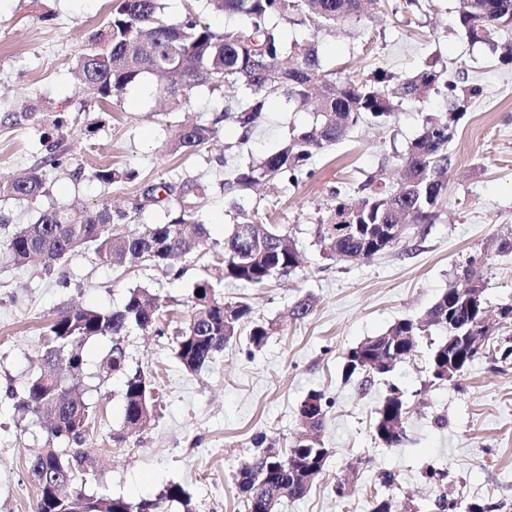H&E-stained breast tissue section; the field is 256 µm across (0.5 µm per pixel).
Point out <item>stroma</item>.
<instances>
[{
  "label": "stroma",
  "instance_id": "1",
  "mask_svg": "<svg viewBox=\"0 0 512 512\" xmlns=\"http://www.w3.org/2000/svg\"><path fill=\"white\" fill-rule=\"evenodd\" d=\"M459 0H424L404 15L367 10L360 20L318 33L319 57L336 80L365 77L378 68L410 73L439 60L449 71L466 69L485 88L459 122L450 144L447 208L423 236L367 262L327 258L316 235L317 221L339 183L357 187L384 173L397 182V164L425 114L444 112L447 99L425 106L402 105L386 124H365L350 141L316 157L311 177L298 186H262L245 195L243 212L274 217L286 225L303 254L294 274L261 288L225 284L224 299L247 301L253 316L275 332L256 349L246 338L196 372L186 370L169 336L135 331L123 344L130 369L142 371L159 391L157 416L136 433L123 434L122 378L98 371L106 339L89 340L79 387L92 408L87 448L96 467L87 491L100 495L155 498L177 483L190 494L194 512H245L236 486L242 463L255 452L263 432L289 447L301 431L296 410L311 391L330 402L320 433L328 448L325 472L300 499H282L277 512H370L374 496L392 501V512H433L436 496L455 500H499L512 505V368L498 369L484 355L454 382L431 383V341L419 340L416 356L399 362L385 379L361 389L359 377L344 379L343 355L395 321L422 316L455 282L468 256L484 251L495 237H512V67L498 63L488 46L469 45L456 26ZM111 0H0V179L39 164L42 136L53 132L65 164L46 172L47 195L33 200L0 197V217L16 226L34 222L48 208L108 206L134 228L164 218V209L143 198L145 186L178 176L200 179L208 194L200 216L209 229L201 250L178 259L173 278L140 264L116 270L98 264L91 250L74 255L64 268L68 287L41 265L24 269L0 263V512H35L38 489L28 473L30 458L44 448L47 433L35 414L15 409L12 391L41 368L45 324L67 305L115 308L129 288L157 294L177 317L188 314L194 283L238 219L224 194V157L241 161L281 147L291 125L309 123L312 109L292 111L284 98L271 99L247 144L236 123L224 121L209 147L174 155L166 143L179 112L161 109L154 81L143 77L108 102L88 94L75 76V63L91 34L103 29ZM61 127H54L55 119ZM109 165L134 171L135 179L96 181L94 169ZM489 311L512 300V257L491 259L485 269ZM312 294L313 313L289 318L298 297ZM407 406L406 438L386 448L373 436L375 409L390 386ZM446 470L436 481L430 470ZM394 473L391 487L380 472ZM350 492L337 497V480Z\"/></svg>",
  "mask_w": 512,
  "mask_h": 512
}]
</instances>
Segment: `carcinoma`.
<instances>
[{
	"label": "carcinoma",
	"mask_w": 512,
	"mask_h": 512,
	"mask_svg": "<svg viewBox=\"0 0 512 512\" xmlns=\"http://www.w3.org/2000/svg\"><path fill=\"white\" fill-rule=\"evenodd\" d=\"M364 0H209L214 11L243 20L240 28L217 30L189 11L178 23L168 20L160 0H112L108 25L94 33L91 47L78 56L77 68L89 94L105 102L120 96L143 76H152L157 89L167 95L170 111L179 112L190 91L206 87L224 93V106L212 118L200 123L186 119L177 125L169 151L193 152L204 147L219 132V124L231 116L241 130L243 144L261 121L267 100L285 96L299 110L317 100L313 123L293 126L286 143L238 166L224 180V190L241 196L255 186L280 180L295 186L311 172L314 158L351 137L364 122L383 124L403 103H425L435 95L446 97L450 111L427 114L422 130L404 153L398 156L406 175L396 187L382 175H372L349 197L339 187L331 191L334 205L319 220L318 238L334 257L348 254L357 261H369L400 244L385 237L392 224L411 227L435 224L446 201V174L452 166L449 149L458 122L467 109L483 97L484 87L475 82L445 80L436 62L409 75L381 69L364 80L336 82L320 64L316 32L327 25L345 23L362 15ZM297 15L294 24L314 25L301 39H288L279 28L282 21ZM457 28L469 44L489 46L502 65H512V42H500V33L512 32V0H460ZM63 165L56 146H48L41 163L22 176L0 182V197L34 199L47 193L46 168ZM93 178L112 184L134 178V172L102 166ZM208 186L193 178L162 181L144 189L154 203L166 202L165 219L158 224L113 232L112 210L108 206L90 212L53 207L43 211L32 224L8 231L0 240V261L23 268L34 259L49 273L61 271L70 257L83 248L93 249L101 264L121 268L136 260L167 275L180 276L172 261L191 254L207 229L198 204ZM251 225L241 240L234 233L224 238L221 253L207 267L192 288L189 318L176 329V355L183 366L196 371L224 352V346L250 326L248 341L256 349L271 336L273 323L255 320L246 301L227 303L219 288L226 282L245 288H259L276 276H289L300 266V254L281 224L243 219ZM489 260L483 252L469 259L471 289L484 291L482 268ZM315 298L299 297L291 306L295 321L313 312ZM162 305L143 286L127 291L116 310L64 308L48 321L44 331L43 369L29 378L19 395L18 408L38 415L45 422L48 439L64 442L65 448L49 447L32 457L29 472L38 486L36 512H164L163 506L177 503L183 512H193L191 497L180 484L167 485L156 499L131 500L123 496L88 494L75 486L77 479L95 469V458L83 448L89 431L91 411L82 390L73 386L83 371V347L87 341L107 337L111 341L99 359V372L108 377L125 376L122 390L123 421L127 430L143 429L155 419L157 396L144 373L127 368L128 354L121 337L134 330L166 336L172 320L160 316ZM478 326V316L469 315L450 285L433 306L419 318H402L384 333L371 336L348 349L342 375H362L372 383L388 372L374 373L358 366L354 354H368V360L388 359L399 336L419 337L432 326L446 331V337L432 348L430 362L448 356L452 332L448 323ZM390 389L376 411L374 437L383 447L402 444L406 408ZM258 448L237 474V485L247 512H261L268 505L275 512L288 497L300 499L309 489L295 473L297 461L311 460L320 453L325 467L327 449L319 439L303 438L278 454L276 443L260 433L252 440ZM506 504L473 501L464 512H503Z\"/></svg>",
	"instance_id": "cac0c4a2"
}]
</instances>
